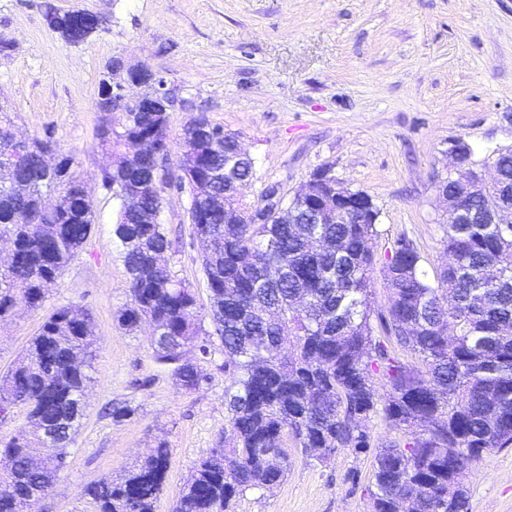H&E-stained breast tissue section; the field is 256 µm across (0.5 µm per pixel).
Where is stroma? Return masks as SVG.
<instances>
[{"instance_id": "35a3bbf8", "label": "stroma", "mask_w": 512, "mask_h": 512, "mask_svg": "<svg viewBox=\"0 0 512 512\" xmlns=\"http://www.w3.org/2000/svg\"><path fill=\"white\" fill-rule=\"evenodd\" d=\"M106 17L95 35L66 44L51 11ZM0 103L16 130L51 137L73 155L95 217L93 232L43 306L0 323V374L24 353L56 308L87 310L96 356L86 411L66 465L35 512H97L88 486L119 477L166 443L170 467L155 512H171L200 460L224 434L230 383L216 352L193 354L209 381L185 392L172 366L153 357L148 328H121L129 275L113 234L117 202L100 171L110 158L97 137L100 82L112 59L159 72L178 101L168 114L172 157L198 114L235 134L255 161L247 190L291 197L324 170L371 196L384 254L410 239L423 269L448 260V213L438 196L449 152L467 143L474 168L512 147V0H0ZM189 189L164 193L161 221L174 242L168 263L201 313L210 292L204 246L189 220ZM126 404L113 421L106 407ZM285 479L247 493L237 512H371L372 454L337 452L321 463L292 453ZM358 472V483L348 476ZM469 512H512V447L496 448L466 471Z\"/></svg>"}]
</instances>
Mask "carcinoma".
<instances>
[{
  "instance_id": "obj_1",
  "label": "carcinoma",
  "mask_w": 512,
  "mask_h": 512,
  "mask_svg": "<svg viewBox=\"0 0 512 512\" xmlns=\"http://www.w3.org/2000/svg\"><path fill=\"white\" fill-rule=\"evenodd\" d=\"M167 128L159 112H128L112 121L100 145L116 166L101 173L112 198L130 185L141 208H117L114 234L129 274V302L117 312L134 331L153 323L173 340L152 345L155 359L174 366L179 385L200 389L207 375L186 355L206 357L212 340L203 329L191 289L156 260L172 249L162 222L165 185L157 163H124L128 138L151 140ZM195 136L196 171L210 183L195 205L196 235L208 240L202 268L211 294L209 313L224 354L227 419L224 444L195 468L172 512H236L249 491L271 489L288 473V444L319 459L339 450L373 447L365 422L381 416L405 440L375 448L368 491L372 512H468L464 477L469 464L492 448L512 446V224H448L446 248L465 270L435 272L430 283L421 256L405 237L377 256L379 211L363 194L349 217L324 224H243L237 183L224 181V155L235 135ZM24 166L12 160L9 126L0 121V236H11L17 258L0 273V321L14 311L36 310L93 231L83 206L74 158L46 168L32 140ZM60 199L52 213L44 197ZM380 270L387 302L372 299ZM91 315L61 307L42 323L24 354L0 376V408L27 410L29 428L0 445V512H24L28 498L48 493L65 465V448L84 415L82 394L93 380ZM54 433L58 452L40 455V428ZM169 468V448L105 477L88 494L98 512H155Z\"/></svg>"
}]
</instances>
